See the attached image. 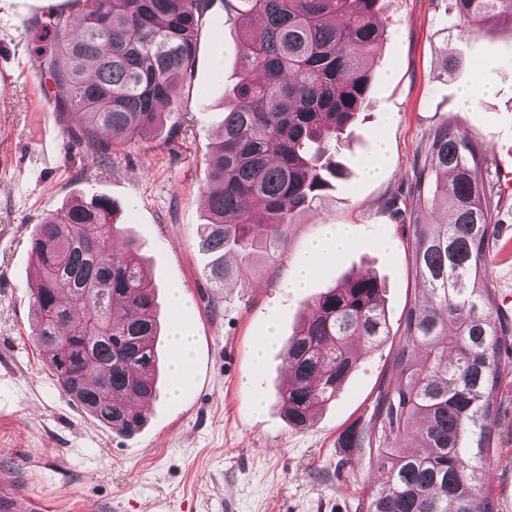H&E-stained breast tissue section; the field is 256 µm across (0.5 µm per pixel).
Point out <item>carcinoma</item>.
<instances>
[{"label": "carcinoma", "instance_id": "1", "mask_svg": "<svg viewBox=\"0 0 512 512\" xmlns=\"http://www.w3.org/2000/svg\"><path fill=\"white\" fill-rule=\"evenodd\" d=\"M41 24L53 40L39 67L70 93L84 138L129 142L163 125L190 81L198 32L212 0H70ZM244 38L237 82L224 94V128L206 159L208 220L202 246L214 285L247 270L227 255H274L295 217L321 203L339 137L355 123L369 88L366 59L383 38L378 0H239ZM475 33L512 16V0H452ZM407 193L389 202L408 222L422 296L402 318L388 385L365 427L341 437L367 448L382 483L367 512H498L485 493L500 428L498 402L512 335L500 321L486 272L497 202L489 150L444 124L428 136ZM446 209L450 219L434 213ZM32 332L61 390L112 431L132 435L157 397L160 322L134 240L104 198L76 199L37 225ZM124 313L114 314L115 299ZM390 334L376 275H348L306 307L288 338L292 366L281 402L305 429L336 397L362 347ZM418 441L412 452L405 442Z\"/></svg>", "mask_w": 512, "mask_h": 512}]
</instances>
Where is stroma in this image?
<instances>
[{
	"label": "stroma",
	"mask_w": 512,
	"mask_h": 512,
	"mask_svg": "<svg viewBox=\"0 0 512 512\" xmlns=\"http://www.w3.org/2000/svg\"><path fill=\"white\" fill-rule=\"evenodd\" d=\"M449 0H379L384 37L369 57L372 83L343 136L345 178L299 217L274 257L250 259V282L206 280L201 247L205 159L222 132L224 92L237 79V0H213L198 34L194 79L152 135L96 153L62 113L65 87L37 67L49 41L39 27L68 0H0V472L47 512H360L380 476L368 450L342 447L369 423L401 340V314L417 285L408 231L387 203L405 193L429 133L450 123L487 148L512 139V18L471 34ZM455 67L444 71L445 59ZM477 88L474 102L461 93ZM376 159L378 174L362 164ZM108 197L139 245L155 288L159 395L140 433L112 432L58 386L31 334L29 242L36 224L76 198ZM487 275L512 328V200L499 201ZM353 225V245L315 264L302 292L283 283L310 263L308 246ZM371 271L385 285L391 333L362 351L357 368L311 427L288 426L279 392L284 347L308 302L347 274ZM189 304L174 310V292ZM194 338L190 377L169 392L173 325ZM273 345L263 360L254 346ZM487 489L512 512V366L504 378L501 442Z\"/></svg>",
	"instance_id": "obj_1"
}]
</instances>
